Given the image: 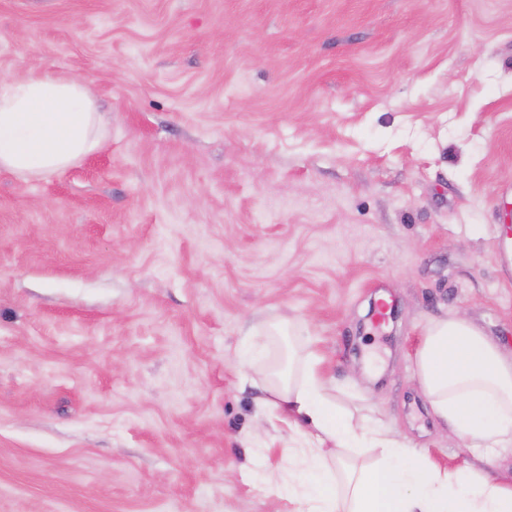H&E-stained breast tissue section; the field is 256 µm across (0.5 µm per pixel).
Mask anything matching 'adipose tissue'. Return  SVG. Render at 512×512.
Listing matches in <instances>:
<instances>
[{"mask_svg": "<svg viewBox=\"0 0 512 512\" xmlns=\"http://www.w3.org/2000/svg\"><path fill=\"white\" fill-rule=\"evenodd\" d=\"M102 129L81 80L34 73L0 81V169L21 177L54 173L96 150ZM283 334L288 358L274 361L266 384L279 417L315 442L287 487L300 512H512V481L469 468L442 470L424 450L367 428L363 417L337 404L306 338L293 328L271 331L275 339ZM415 362L440 427L478 449L512 444V359L463 316L432 322ZM365 440L381 451L371 466L324 448L328 441L346 449Z\"/></svg>", "mask_w": 512, "mask_h": 512, "instance_id": "ef3b65f1", "label": "adipose tissue"}]
</instances>
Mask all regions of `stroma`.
Instances as JSON below:
<instances>
[{"instance_id":"1","label":"stroma","mask_w":512,"mask_h":512,"mask_svg":"<svg viewBox=\"0 0 512 512\" xmlns=\"http://www.w3.org/2000/svg\"><path fill=\"white\" fill-rule=\"evenodd\" d=\"M34 72L106 127L0 170V512H296L261 476L312 442L239 356L274 323L441 468L512 467L415 367L455 313L512 354V0H0Z\"/></svg>"}]
</instances>
